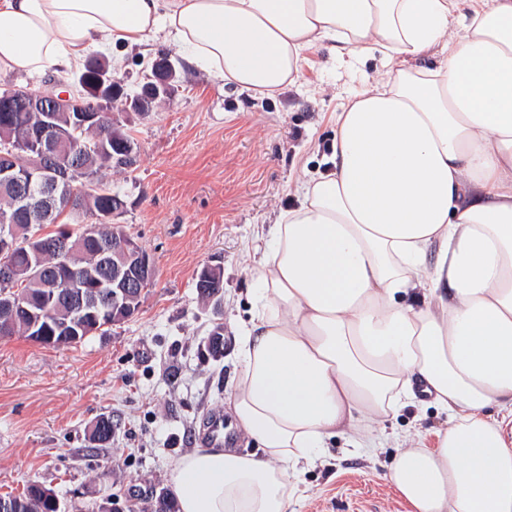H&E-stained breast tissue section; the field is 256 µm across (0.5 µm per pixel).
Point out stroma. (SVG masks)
<instances>
[{"instance_id":"35a3bbf8","label":"stroma","mask_w":512,"mask_h":512,"mask_svg":"<svg viewBox=\"0 0 512 512\" xmlns=\"http://www.w3.org/2000/svg\"><path fill=\"white\" fill-rule=\"evenodd\" d=\"M119 75L134 91L154 59L179 74L171 100L147 115L126 114L138 161L106 169L125 194L115 223L149 255L154 280L135 313L82 344L48 348L0 336V494L37 482L61 512H144L150 488H167L171 462L199 446L210 414L224 417L227 445L253 446L236 431L227 396L237 371V324L249 306L253 240L296 204L298 181L328 166L332 113L384 72L379 60L308 51L303 76L275 95L214 84L187 68L179 48L127 49ZM206 266L224 271V303L195 288ZM224 356L204 355L215 323ZM111 416L114 436L94 447L90 430ZM447 424L431 407L407 406L389 436ZM333 439L322 463L300 476L295 512H409L388 479L391 446L348 453Z\"/></svg>"}]
</instances>
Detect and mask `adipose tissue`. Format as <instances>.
Listing matches in <instances>:
<instances>
[{"instance_id": "adipose-tissue-1", "label": "adipose tissue", "mask_w": 512, "mask_h": 512, "mask_svg": "<svg viewBox=\"0 0 512 512\" xmlns=\"http://www.w3.org/2000/svg\"><path fill=\"white\" fill-rule=\"evenodd\" d=\"M160 39L267 95L314 48L407 62L334 114L332 169L256 238L228 403L258 450L174 461L179 512H292L330 440L374 447L417 402L448 425L397 442L411 512H512V0H0V74Z\"/></svg>"}]
</instances>
